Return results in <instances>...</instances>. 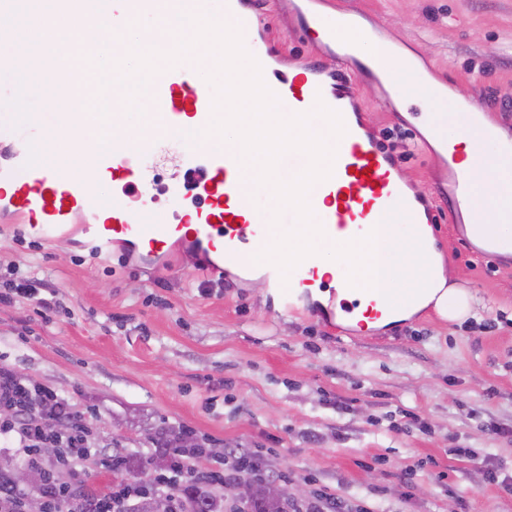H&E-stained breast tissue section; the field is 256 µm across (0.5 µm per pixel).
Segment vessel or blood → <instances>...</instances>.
I'll use <instances>...</instances> for the list:
<instances>
[{"label":"vessel or blood","mask_w":512,"mask_h":512,"mask_svg":"<svg viewBox=\"0 0 512 512\" xmlns=\"http://www.w3.org/2000/svg\"><path fill=\"white\" fill-rule=\"evenodd\" d=\"M204 13L222 11L234 16L243 37L254 47V56L265 70L272 71L274 56L266 48L267 26L245 0H199ZM303 28L324 24L328 43H336L344 31L354 28L356 13L341 21L322 23L316 0H303L297 7ZM373 62L343 48L334 64L311 58L305 74L288 77L274 73L268 88L289 110H312L318 98H328L329 108L348 113L344 96L328 95L329 85L347 83L372 72ZM212 91L193 81L185 66L168 69L152 89L151 104L161 111L168 137L181 151L183 186L203 201L185 223L169 224L150 207L139 204V188L132 176L140 171L143 157L152 152L149 136L117 138L111 142L89 143L81 151V172L72 176L71 190L59 191L48 175V160L26 166L29 146L34 143L40 123L29 121L20 127L0 129V141L17 147V163L0 166V181L14 185L13 192H0V213L26 226L28 232L53 243L67 234L71 224L89 227L85 248L98 256H108L113 246L140 247L146 261L163 259L172 243L197 245L220 252L223 259L238 263L243 246L262 249L269 239L253 218L257 211L253 195L242 192L239 161L230 154L188 140L186 126L205 128L211 116ZM127 174L128 180L112 196H105L90 174L94 171ZM311 197L323 198L328 206L321 217L324 232L336 224H377L386 208L404 199L401 173L392 158L380 150L363 127H347L336 149V166L328 180L317 183ZM264 278L278 291L281 306L292 313L303 311L308 290L297 273L282 275L270 262L264 263Z\"/></svg>","instance_id":"vessel-or-blood-1"}]
</instances>
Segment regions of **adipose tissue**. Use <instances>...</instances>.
<instances>
[{"mask_svg":"<svg viewBox=\"0 0 512 512\" xmlns=\"http://www.w3.org/2000/svg\"><path fill=\"white\" fill-rule=\"evenodd\" d=\"M361 54L377 58L379 72L400 70L398 93L425 107L423 126L435 148L455 153L459 179L457 201L468 223L467 234L476 242L491 239L499 252H512V150L504 149L506 132L488 138L484 126L471 124L458 111L452 96L439 81L420 78L418 71L397 66L379 54L375 39L357 38ZM381 235L369 225L351 224L330 242L313 247L300 236H289L288 255L298 264L316 261L319 275L331 278L339 298L354 302L343 322L356 325L372 294L385 295L387 303L374 327L406 320L427 307L445 318L460 320L471 311L474 296L447 285L440 253L422 206L399 204L383 220Z\"/></svg>","mask_w":512,"mask_h":512,"instance_id":"ef3b65f1","label":"adipose tissue"}]
</instances>
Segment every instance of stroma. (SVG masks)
Segmentation results:
<instances>
[{
  "label": "stroma",
  "instance_id": "1",
  "mask_svg": "<svg viewBox=\"0 0 512 512\" xmlns=\"http://www.w3.org/2000/svg\"><path fill=\"white\" fill-rule=\"evenodd\" d=\"M289 0H256L284 70L312 44ZM355 6L378 35L419 56L435 79L512 131V0H328ZM345 95L375 143L425 195L446 265L484 308L448 322L433 308L375 332L283 311L265 282L175 252L153 268L123 250L97 258L0 223V366L73 405L99 452L71 472L75 495L150 487L169 464L159 438L191 431L207 471L227 449L252 455L236 481L301 486L297 506L336 495L344 512H512V257L476 254L461 234L454 172L424 143L421 106L389 109L377 86ZM146 166L173 213L179 150L159 140ZM51 307H44V300ZM118 448L152 458L113 475ZM476 449L473 457L464 456Z\"/></svg>",
  "mask_w": 512,
  "mask_h": 512
}]
</instances>
